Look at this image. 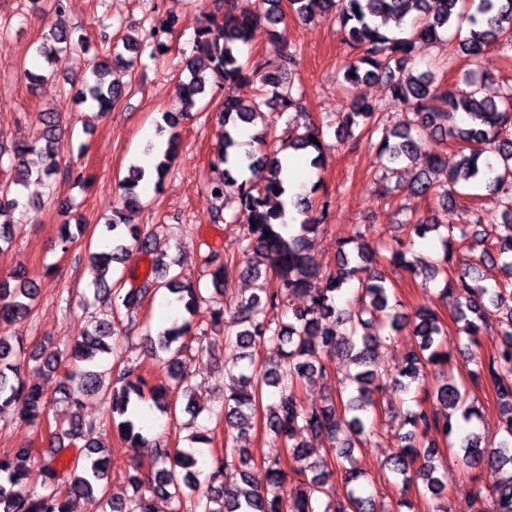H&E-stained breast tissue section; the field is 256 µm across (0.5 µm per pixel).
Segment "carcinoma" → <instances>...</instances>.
Masks as SVG:
<instances>
[{
	"mask_svg": "<svg viewBox=\"0 0 512 512\" xmlns=\"http://www.w3.org/2000/svg\"><path fill=\"white\" fill-rule=\"evenodd\" d=\"M280 2L253 0L249 6H240L235 0H226L224 16L197 30L196 54L186 59L188 75L177 85L182 109L163 113L157 124L159 132H169L166 148L155 157L151 172L137 164L130 166L121 184L123 205L104 224L98 250L90 253L94 298L109 305L110 318L96 319L92 330L76 339L70 353L51 350L44 361L52 370L59 362L66 363L62 389L76 408L85 393L105 391L109 421L121 441L129 448H155L151 468L135 464L128 470L132 495L123 501L107 497L102 487L110 466L106 449L87 441L67 467L58 468L57 456L66 449L64 439L74 445L94 430L76 413L57 437L49 460L41 465L43 491L14 490L28 478L34 449L12 448L0 454V512H70L75 499L88 501L93 512H155L154 502L159 497L175 501L176 512H182L185 504L190 512H377L372 492L364 496L354 489L347 503L334 502L328 491L334 474L328 469V459H333L346 482L363 477L354 452L366 447L376 433L373 393L380 376L374 363L381 344L405 328L402 302L392 283L377 270V250L361 240L350 249L346 248L350 241L340 243L334 271L324 272L311 263V247L324 225L311 217L314 205L309 197L291 200L303 219L294 233L281 232L286 189L280 155L311 148L316 152L311 165L320 167L323 130L307 123L287 127L279 136L258 131L246 142L238 137L240 126L255 123L270 101H279L286 109L295 105L292 92L282 91L286 76L296 66L297 54L286 31L278 30L284 20ZM290 6L304 20L326 17L338 23L349 47L360 51L358 60L344 65V81L358 84L384 79L393 98L413 105L415 119L396 124L376 143L373 137L381 127L382 113L366 99L352 103L349 111L336 113L337 127L344 129L348 138L366 142L368 150L386 160L385 172L395 174L417 157L414 132L444 134L459 147L449 156L429 157L427 168L411 183V191L419 196L435 193L429 171L445 169L448 188L438 192L442 205L448 204L459 183L474 182L484 186L492 204L511 215L485 232L479 229L482 216L476 210L470 222L478 230L470 234L451 224L443 227L429 219L410 220L419 235L446 229L438 258L415 254L409 258V249L401 242L389 248L390 263L413 280L444 275L442 293L451 301L458 333L467 336L463 350L466 361L474 365L469 376L475 383L492 385L499 418L489 426L479 407L469 401L466 382L449 375L425 391L416 402L417 409L406 414L404 424L411 429L400 437L401 447L388 458L387 465L394 484L408 488L422 482L424 494L437 502L436 512H448L444 494L448 471L439 460L437 445L441 437L462 465L473 468L486 463L504 473L490 493L477 491V512H512V87L502 90L467 75L460 81L438 82L430 71L416 75L410 69L417 41L436 42L441 32L452 28L461 52L473 58L491 47L505 55L512 53V0H478L474 7L470 0H290ZM263 23L272 26L275 38L281 40V51L272 62L257 60L249 66L241 62L238 48ZM170 32V26L162 22L152 24L141 38H122L123 50L115 45L106 48L105 54L93 56L82 82L81 102L99 112L109 111L121 98L134 65L125 52L138 54L148 46L162 49ZM73 45L68 29L54 25L37 46L36 56L54 69ZM206 70L226 83L258 75L262 93L248 103L226 98L218 105L222 135L217 160L224 168L217 169L206 187L211 195L222 198L227 187L237 186L239 209L232 222L241 228L235 254L213 250L204 265L209 268L213 289L221 294L234 275L259 278L270 271L275 282L237 299V323L242 328L224 336V371L229 379L224 385V405L219 409L186 407L191 418L184 426L194 429L191 440L208 439L202 419L224 418L229 433L224 455L213 459L201 481L194 448L174 451L169 439L148 438L132 414L135 405L150 401L158 411L172 415L176 413L175 394L192 392L189 360L210 353L206 333L193 331L191 321L204 300L201 288L182 281L168 265H152L151 282L174 297L183 313L171 326L146 338L148 352L159 362L167 382L150 386L128 365L106 374L92 364L100 354L123 349V329L116 328L114 318L119 307L130 311L143 298L140 288L117 294L122 280L108 282L112 264L125 262L134 250L148 255L153 251L154 234L130 223L128 213L142 206L140 189L150 183L146 175L154 176L158 186L168 174L179 149L176 128L180 118L191 113L194 97L205 93ZM39 122L38 137L10 149L0 147V166L14 172L12 179L0 181V251L15 238V212L27 208L17 198L18 187L34 175L49 181L60 170V151L55 146L58 118L42 111ZM312 136L317 142L310 140ZM29 154L40 159L35 171L27 161ZM242 157L251 177L239 182L231 168ZM468 234L484 245L483 259L503 262L509 272L507 280L481 285L475 264L455 257V237L463 240ZM289 294L306 297L305 305L294 311L281 310L280 298ZM38 296L39 288L30 283L13 289L0 287V329L27 318ZM489 303L502 313L494 327L500 339L497 348L484 357L477 347L487 329ZM408 324L418 348L407 354L391 377L393 386L405 393L427 366L445 368L451 363L445 350L448 330L435 312L418 308ZM260 343L277 347L279 357L273 365H258L252 358L251 349ZM24 351L22 337L0 334V407H12L20 422L38 426L46 419L48 400L39 386L27 380L20 362ZM333 359L337 360L334 367L329 364ZM311 375L337 383L336 400L322 406L303 405L297 390ZM258 416L274 452L257 469L248 449L235 446V440L250 433ZM287 460L295 463L293 471L302 479L285 494ZM229 468L239 471L240 483L227 485L224 477Z\"/></svg>",
	"mask_w": 512,
	"mask_h": 512,
	"instance_id": "carcinoma-1",
	"label": "carcinoma"
}]
</instances>
